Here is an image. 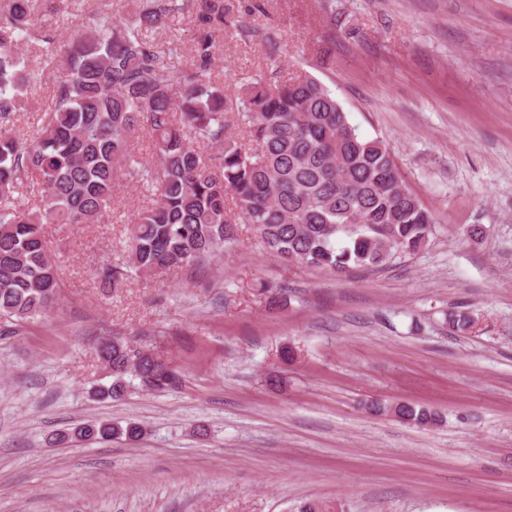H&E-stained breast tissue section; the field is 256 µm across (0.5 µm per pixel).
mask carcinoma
<instances>
[{
  "instance_id": "1",
  "label": "carcinoma",
  "mask_w": 512,
  "mask_h": 512,
  "mask_svg": "<svg viewBox=\"0 0 512 512\" xmlns=\"http://www.w3.org/2000/svg\"><path fill=\"white\" fill-rule=\"evenodd\" d=\"M37 0H0V319L16 326L45 315L62 288L45 240L48 224H95L116 184H140L151 205L130 220L128 259L98 271L104 288L131 277L152 278L224 254L238 225L250 224L265 249L307 267L343 274L381 268L425 247L436 223L411 194L388 147L361 137L332 93L295 73L273 84L254 74L238 94L216 73L219 38L237 27L224 0H193L204 34L190 52L178 43L158 51L147 32L181 11V0H125L126 18L96 16L67 48L55 45L35 17ZM258 38L266 58L278 56L276 30L240 29ZM38 48L33 63L23 47ZM54 72L51 102L31 137L10 126L33 108L32 90ZM238 114L232 136L225 115ZM153 143L151 159H135L136 134ZM40 204L21 208L26 195ZM233 195L237 212L225 205ZM465 334L472 319L452 313ZM112 381L93 395L118 400L136 379L147 390L173 386V369L123 339L97 343ZM369 409L415 427L441 422L426 406L371 401ZM144 427L129 421L83 423L61 438L136 442Z\"/></svg>"
}]
</instances>
